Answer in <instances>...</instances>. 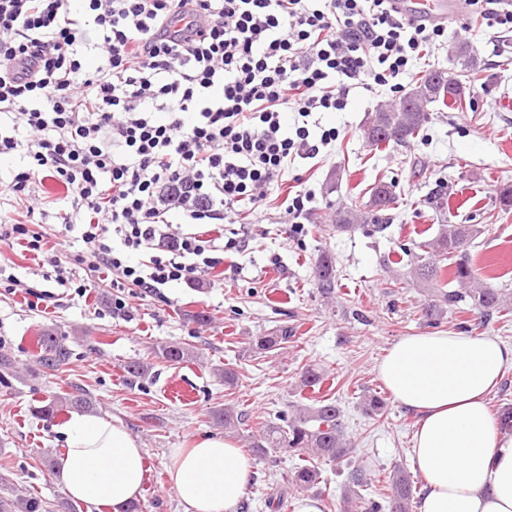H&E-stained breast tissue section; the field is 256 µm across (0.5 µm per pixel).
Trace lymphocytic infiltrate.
<instances>
[{
    "instance_id": "lymphocytic-infiltrate-1",
    "label": "lymphocytic infiltrate",
    "mask_w": 512,
    "mask_h": 512,
    "mask_svg": "<svg viewBox=\"0 0 512 512\" xmlns=\"http://www.w3.org/2000/svg\"><path fill=\"white\" fill-rule=\"evenodd\" d=\"M446 30L390 0H0V156L28 160L0 171V194L26 205L0 243L40 256L57 288L82 295L106 275L113 316L129 318L125 289L159 298L223 266L237 241L204 225L335 141L306 118L345 110L357 88L402 91ZM42 174L65 188L56 217L86 254L34 230Z\"/></svg>"
}]
</instances>
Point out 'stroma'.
<instances>
[{"instance_id": "35a3bbf8", "label": "stroma", "mask_w": 512, "mask_h": 512, "mask_svg": "<svg viewBox=\"0 0 512 512\" xmlns=\"http://www.w3.org/2000/svg\"><path fill=\"white\" fill-rule=\"evenodd\" d=\"M478 24L463 13L449 25L442 46L416 61V76L431 69L460 72L454 49L468 40L478 51L482 73L466 93L469 107L434 111L409 144L376 149L363 137L367 116L395 98L386 87L355 89L345 111L317 114L322 128L335 129V141L316 158L297 160L284 175L289 191L315 194L303 230L284 217L283 196L268 194L239 226L246 250L225 252L223 274L174 285L161 299L128 296L129 320L112 317L105 287L89 288L82 296L70 292L44 307L34 295L0 288V353L13 360L10 375L0 381V496L37 497L47 512H63L66 497L52 480L47 455L62 450L58 429L67 414L39 417L32 408L48 396L79 391L90 396L93 414L122 423L141 441L142 512H181L169 488L171 449L224 433L248 448L261 423L304 404L300 384L311 366L323 369L338 388L357 457L380 474L397 463L414 469V416L394 402L376 420L360 408L364 391L382 389L376 367L386 350L428 330L421 319L427 295L408 266L397 263L401 247L410 245L417 229L444 219L475 224L483 232L468 249L471 262L512 284V210H502L498 200L502 188L512 186V32L488 28L470 37L469 28ZM379 180L393 184L397 196L390 227L374 235L361 229L337 232V210L364 200ZM438 183L448 196L442 217L422 203ZM324 251L335 257L340 272L329 296L315 285ZM394 279L400 287L392 291L388 285ZM200 312L207 322H196ZM285 325L295 330L286 348L263 357L249 352V337ZM47 327L73 352L56 371L44 369L36 357V337ZM172 345L194 347L197 360L165 361L161 351ZM132 361L150 366L135 386L124 371ZM225 367L239 376L235 388H225L217 375ZM227 405L246 415L230 432L212 418ZM295 464L282 453L254 460L242 497L248 512H272L267 501L279 496L295 505L298 495L286 480Z\"/></svg>"}]
</instances>
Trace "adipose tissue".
Segmentation results:
<instances>
[{
	"label": "adipose tissue",
	"instance_id": "adipose-tissue-1",
	"mask_svg": "<svg viewBox=\"0 0 512 512\" xmlns=\"http://www.w3.org/2000/svg\"><path fill=\"white\" fill-rule=\"evenodd\" d=\"M512 346L491 336L419 334L393 344L376 372L417 418L413 459L425 480L420 512H512V434L495 429L486 396ZM64 451L52 479L88 512H126L143 485L145 452L110 418L75 413L60 427ZM169 484L183 512H235L251 463L214 435L170 451Z\"/></svg>",
	"mask_w": 512,
	"mask_h": 512
}]
</instances>
